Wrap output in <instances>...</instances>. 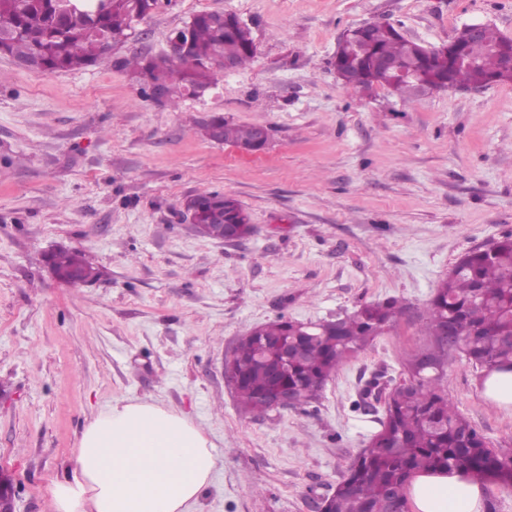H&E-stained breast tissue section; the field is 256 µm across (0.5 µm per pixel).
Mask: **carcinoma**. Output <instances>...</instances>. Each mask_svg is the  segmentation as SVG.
Instances as JSON below:
<instances>
[{
  "instance_id": "carcinoma-1",
  "label": "carcinoma",
  "mask_w": 512,
  "mask_h": 512,
  "mask_svg": "<svg viewBox=\"0 0 512 512\" xmlns=\"http://www.w3.org/2000/svg\"><path fill=\"white\" fill-rule=\"evenodd\" d=\"M161 0H106L97 13L66 11L61 0H0V52L41 72L71 71L103 63L124 44L135 25L154 14ZM184 28L188 47L178 57L134 56L124 60L136 81L160 82L167 102L177 104L211 86L224 60L240 69L253 61L257 46L250 28L236 16L200 12ZM338 39L336 69L361 72L369 83L388 85L403 101L415 97L411 81L381 66L391 61L412 65L420 80L434 87L452 80L459 87H480L492 77L512 83L504 74L501 52L506 36L485 26L477 38L460 30L457 39L476 65L448 73V60L406 38L391 23L369 22ZM260 124H231L222 116L200 126L201 135L250 151ZM195 210L193 229L210 238L212 225L245 237L249 216L240 203L220 193H201L186 201ZM60 274L97 276L78 251L51 256ZM401 313L396 299L364 305L353 314L313 328L277 320L239 338L230 355L234 393L246 412L261 411L260 398L287 389L297 404L316 398L339 367L356 357ZM425 331L434 342L436 367L422 369L418 359L408 367V382L387 395L380 429L354 458L346 478L323 496L327 512H389L407 509V487L417 473L464 470L485 482L512 485V448H491L484 437L448 400L440 368L448 351L437 345L444 333L459 337L462 353L484 377L512 371V234L496 240L489 252L475 249L461 257L426 306Z\"/></svg>"
}]
</instances>
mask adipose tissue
<instances>
[{"instance_id":"adipose-tissue-1","label":"adipose tissue","mask_w":512,"mask_h":512,"mask_svg":"<svg viewBox=\"0 0 512 512\" xmlns=\"http://www.w3.org/2000/svg\"><path fill=\"white\" fill-rule=\"evenodd\" d=\"M218 459L186 416L149 400H118L84 428L75 466L50 491L52 512H188ZM414 512H485L483 483L459 470L417 474Z\"/></svg>"}]
</instances>
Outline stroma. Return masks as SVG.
I'll return each instance as SVG.
<instances>
[{
  "label": "stroma",
  "instance_id": "1",
  "mask_svg": "<svg viewBox=\"0 0 512 512\" xmlns=\"http://www.w3.org/2000/svg\"><path fill=\"white\" fill-rule=\"evenodd\" d=\"M237 15L258 54L202 95L158 105L122 66L158 56L195 14ZM400 24L433 48L463 25L512 36V0H170L108 63L39 72L0 55V469L15 512H51L82 430L115 400L188 416L218 469L195 512H310L377 428L373 382L396 385L430 344L425 307L465 253L512 230V84L400 102L348 90L338 37ZM210 115L270 130L249 153L200 133ZM236 199L255 231L197 235L188 197ZM100 270L59 282L46 252ZM388 298L395 324L301 407L246 413L223 363L240 336L286 318L333 320ZM444 389L495 447L512 412L451 354Z\"/></svg>",
  "mask_w": 512,
  "mask_h": 512
}]
</instances>
